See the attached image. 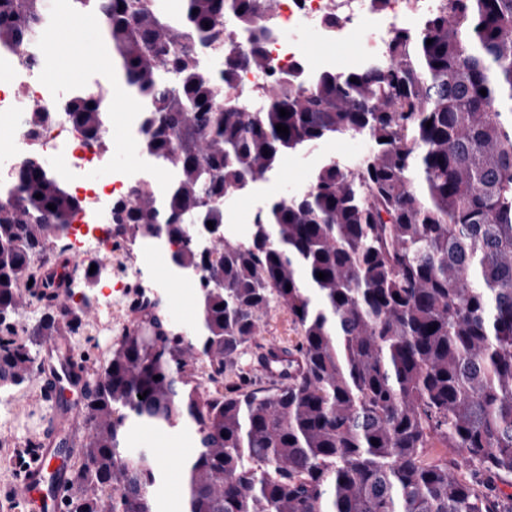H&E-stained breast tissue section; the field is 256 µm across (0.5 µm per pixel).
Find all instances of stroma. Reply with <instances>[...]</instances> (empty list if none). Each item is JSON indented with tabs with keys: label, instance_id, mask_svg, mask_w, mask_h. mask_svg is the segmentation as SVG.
Here are the masks:
<instances>
[{
	"label": "stroma",
	"instance_id": "obj_1",
	"mask_svg": "<svg viewBox=\"0 0 512 512\" xmlns=\"http://www.w3.org/2000/svg\"><path fill=\"white\" fill-rule=\"evenodd\" d=\"M48 18L44 40V61L56 78L58 92H66L69 85L82 80L106 53L107 42L101 22L93 16L75 18L63 8L61 0H45ZM371 149L370 142L360 136L328 138L283 157L279 168L285 178L282 193H293L294 178L304 176L307 167H319L332 156L343 155L350 161L362 159ZM106 266L112 273L136 276L144 284L154 286L166 297L167 313L177 326L190 328L196 320L194 302L183 304L171 300L167 269L162 260L141 255L137 245L105 251L85 253L70 258L68 270L75 279H82L90 265ZM298 339V331L287 309L271 304L260 316L256 341L259 344L288 345ZM41 384L33 378L11 387L6 398L10 403L8 415L0 416V512H27L14 499L12 492L20 479L18 454L31 441L37 440L52 414V407L40 398ZM132 447L149 449L157 458H166L170 449H177L180 458H187L193 448L188 430L144 428L132 439Z\"/></svg>",
	"mask_w": 512,
	"mask_h": 512
}]
</instances>
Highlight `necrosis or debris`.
Wrapping results in <instances>:
<instances>
[{
	"label": "necrosis or debris",
	"instance_id": "1",
	"mask_svg": "<svg viewBox=\"0 0 512 512\" xmlns=\"http://www.w3.org/2000/svg\"><path fill=\"white\" fill-rule=\"evenodd\" d=\"M367 0H274L272 22L262 37L263 48L271 66L267 69L247 67L239 71L232 91L238 104L249 112L265 107L264 92L274 79H287L300 72L307 80L336 69V61L326 55H312L307 41L300 36L303 28L317 31L321 41L349 43L354 47L346 67L362 69L388 57L393 34L400 29L418 28L441 0H388L385 8L367 7ZM27 55L34 64L20 63L11 51H0V115L18 112L21 98L38 101L39 110L48 123L40 133L23 127L12 139L14 165H22L32 154L52 153L55 164L52 175L67 184L75 195L83 197L85 206L74 218V240L71 251L84 253L98 249L102 243L96 236L97 225L108 223L114 201L128 197L139 185L166 187L175 171L148 160L114 170L102 185L88 182L84 173L105 162L109 150L132 152L137 147L138 130L145 108L128 113L121 134L112 136L110 147L90 141L75 129L68 113L74 102L88 96L111 101L113 106L127 104L128 94L107 77L104 66L94 68L81 83L71 85L67 94L57 93L46 80L45 69L38 62L37 48Z\"/></svg>",
	"mask_w": 512,
	"mask_h": 512
}]
</instances>
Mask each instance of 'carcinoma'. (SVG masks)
Masks as SVG:
<instances>
[{"label": "carcinoma", "mask_w": 512, "mask_h": 512, "mask_svg": "<svg viewBox=\"0 0 512 512\" xmlns=\"http://www.w3.org/2000/svg\"><path fill=\"white\" fill-rule=\"evenodd\" d=\"M63 2L101 20L103 64L149 107L140 144L175 160L165 192L112 203L113 237L177 244L171 264L201 282L194 335L168 322L158 295L106 365L74 369L86 435L60 429V452L77 449L67 512H158L164 471L126 448L138 428L182 426L195 445L180 466L183 512H512V0H445L418 30L395 32L386 61L274 81L256 113L224 93L241 65L268 66L269 0H182L176 14L156 0ZM228 17L251 34L244 52ZM45 25L44 0H0V49L23 50ZM210 50L222 70L198 65ZM69 118L102 142L95 98ZM337 135L366 137L371 152L271 202L247 246L220 236L205 256L188 244L181 216L224 223V196ZM13 181L0 314L43 312L25 335L0 334L4 390L37 374L43 341L69 353L85 328L65 295L27 287L31 259L65 236L80 201L32 158ZM273 301L299 340L288 381L250 388L239 360ZM436 441L458 456L429 458Z\"/></svg>", "instance_id": "carcinoma-1"}]
</instances>
